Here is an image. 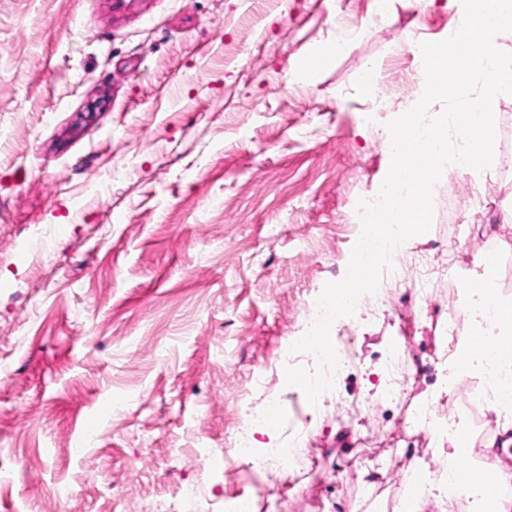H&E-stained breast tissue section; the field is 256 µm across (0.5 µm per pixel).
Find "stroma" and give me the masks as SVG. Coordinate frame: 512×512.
<instances>
[{"instance_id": "stroma-1", "label": "stroma", "mask_w": 512, "mask_h": 512, "mask_svg": "<svg viewBox=\"0 0 512 512\" xmlns=\"http://www.w3.org/2000/svg\"><path fill=\"white\" fill-rule=\"evenodd\" d=\"M450 0L418 13L377 0H0V512H157L177 486L199 512L256 497L225 459L255 372L295 335L307 294L341 280L358 202L385 179L383 129L422 95L402 43L448 36ZM347 46L331 54L338 35ZM322 55L311 79L289 83ZM374 67L378 87L363 85ZM389 100L374 125L362 114ZM471 238L432 225L411 253L454 267L491 250L512 297V139ZM411 289L356 320L344 401L375 398L393 342L440 363L434 397L484 455L489 423L448 381ZM390 403L313 412L317 480L271 495L272 512H398L416 462ZM213 453L195 467L191 447ZM96 481L59 503L58 483ZM177 500L175 511L171 512H196L199 511L203 499L201 487L196 483L181 485L173 497Z\"/></svg>"}]
</instances>
